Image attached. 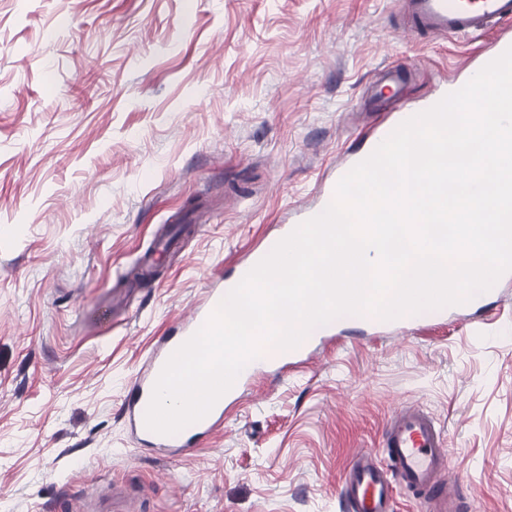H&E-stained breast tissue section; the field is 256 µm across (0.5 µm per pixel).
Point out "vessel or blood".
Instances as JSON below:
<instances>
[{
    "mask_svg": "<svg viewBox=\"0 0 512 512\" xmlns=\"http://www.w3.org/2000/svg\"><path fill=\"white\" fill-rule=\"evenodd\" d=\"M405 15L417 29L448 35L483 33L492 24L512 21V0H404ZM263 249L251 250L219 287L207 289L190 318L172 334L161 337L145 370L129 387L124 416L135 441L142 446L186 454L224 422V405L210 412L186 431L172 435L147 428L145 413L154 384L170 355L208 320L224 297L262 259ZM384 451L396 472L414 494L423 497L430 512H459L455 494L443 479L448 448L432 420L420 409L399 410L386 431ZM392 486L369 454L357 456L346 479L345 497L351 512H389Z\"/></svg>",
    "mask_w": 512,
    "mask_h": 512,
    "instance_id": "obj_1",
    "label": "vessel or blood"
}]
</instances>
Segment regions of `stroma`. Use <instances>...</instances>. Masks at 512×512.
I'll list each match as a JSON object with an SVG mask.
<instances>
[{
	"instance_id": "1",
	"label": "stroma",
	"mask_w": 512,
	"mask_h": 512,
	"mask_svg": "<svg viewBox=\"0 0 512 512\" xmlns=\"http://www.w3.org/2000/svg\"><path fill=\"white\" fill-rule=\"evenodd\" d=\"M503 35L412 33L393 0H0V512L106 485L135 512H348L353 456L386 463L411 405L461 512H512V279L405 333L340 319L187 454L139 446L122 413L159 338L388 119L364 109L384 67L411 69L420 112Z\"/></svg>"
}]
</instances>
